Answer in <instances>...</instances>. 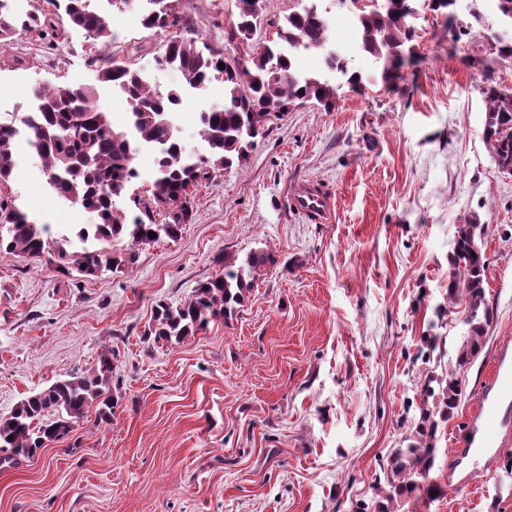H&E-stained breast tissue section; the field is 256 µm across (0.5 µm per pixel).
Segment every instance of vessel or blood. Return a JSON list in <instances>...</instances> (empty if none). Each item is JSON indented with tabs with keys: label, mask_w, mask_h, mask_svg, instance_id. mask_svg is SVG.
I'll list each match as a JSON object with an SVG mask.
<instances>
[{
	"label": "vessel or blood",
	"mask_w": 512,
	"mask_h": 512,
	"mask_svg": "<svg viewBox=\"0 0 512 512\" xmlns=\"http://www.w3.org/2000/svg\"><path fill=\"white\" fill-rule=\"evenodd\" d=\"M291 205L315 224L331 223L334 216L335 200L329 189L310 181L297 182ZM490 364L492 375L480 391L467 431L450 457L449 472H456L467 462L479 464L512 440V428L507 425V416L512 413V345L496 346Z\"/></svg>",
	"instance_id": "1"
}]
</instances>
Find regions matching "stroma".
<instances>
[{"label":"stroma","instance_id":"35a3bbf8","mask_svg":"<svg viewBox=\"0 0 512 512\" xmlns=\"http://www.w3.org/2000/svg\"><path fill=\"white\" fill-rule=\"evenodd\" d=\"M455 38L444 16L420 7L414 63L398 86L340 90L324 111L299 101L272 119L242 165L197 185L178 239L114 251L135 261L96 279L67 277L42 260L0 253V417L56 381L86 375L114 351L111 422L95 412L38 455L0 467V512H512V442L463 492L448 456L488 378L487 351L512 339V174L484 141L479 70L512 88V61L493 50L501 26L486 0H467ZM183 36L240 47L228 33L236 0H179ZM481 14L483 24L472 21ZM114 41L75 29L25 33L0 46V119L20 118L38 85H93L96 57L157 69L168 32L133 12L110 15ZM223 87L186 94L177 123L188 147L200 112ZM17 176L0 195L52 236L89 217L49 192L17 142ZM336 198L329 224L309 223L288 194L296 180ZM481 224L493 318L486 350L464 369L466 393L439 423L433 464L393 494L387 467L422 424L425 379L448 371L467 331L448 300L456 228ZM269 252L243 306L182 343L148 334L153 307L184 302L227 258Z\"/></svg>","mask_w":512,"mask_h":512}]
</instances>
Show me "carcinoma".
I'll list each match as a JSON object with an SVG mask.
<instances>
[{"label":"carcinoma","instance_id":"cac0c4a2","mask_svg":"<svg viewBox=\"0 0 512 512\" xmlns=\"http://www.w3.org/2000/svg\"><path fill=\"white\" fill-rule=\"evenodd\" d=\"M271 0H238L233 38L250 41V34L267 15ZM149 9L138 17L146 29H175L186 26L174 0H147ZM413 0H383L375 7L356 10L357 36L362 50L380 66L379 75L366 77L349 61L327 49L330 33L327 20L315 8L294 11L284 19H272L275 38L265 50L241 64L229 61L224 51L211 45L200 49L196 39L177 36L168 41L156 59L162 70L176 71L185 86L201 92L220 83L224 102L200 113L199 137L204 152L187 150L176 125V111L182 102L179 88L163 89L151 84L137 69L112 58H96L99 82L109 85L121 97L127 111L125 124L113 121L109 103L101 99L95 85L37 86L32 90L33 105L18 122L0 121V185L14 178L17 161L14 141L24 138L47 177V184L58 197L95 216L90 224H76L67 234L53 239L48 229L29 220L12 200L0 196V252L30 258L48 257L55 269L65 275L93 278L114 272L131 263L132 253L112 251V241L126 239L132 245L156 239L179 237L191 219L189 200L198 183L211 180L215 173L248 158L255 139L263 134L270 116L288 111L298 99H314L324 109L336 105L338 87L304 73L296 55L302 50H324L326 66L340 74L349 89L362 93L377 82L387 86L401 77L403 67L416 54L418 31L408 24L406 10ZM457 0H432L429 8L450 20L456 19ZM58 17L29 12L17 16L10 0H0V45L16 36L36 31L57 30L56 19L67 27L81 30L96 42H109L114 33L105 14L86 10L85 0H61ZM225 67H219V63ZM482 70L485 95L484 142L498 168L512 174V89L490 84V64L472 62ZM144 148L155 151L156 177L140 194L127 196L138 177L134 160ZM129 198L141 215L127 221L117 202ZM165 210L168 221L157 224L153 210ZM483 235L480 224L457 227L452 276L448 298L463 306L467 335L457 349L448 377L424 385L426 396L435 398V408L444 418L454 415L465 395L461 370L481 353L492 319L486 301L487 259L478 246ZM274 258L268 253L251 252L241 260L224 262V270L200 283L193 294L177 307L159 303L153 312L149 334L157 341L179 343L207 327L210 321L227 318L242 304L254 287L258 270ZM112 352L103 353L89 376L60 380L50 387L26 396L0 418V464L30 458L48 443L67 435L84 417L92 403L99 415L112 417L110 389ZM437 423L420 427L418 437L399 448L391 458L390 480L413 486L412 477L423 473L433 458Z\"/></svg>","mask_w":512,"mask_h":512}]
</instances>
